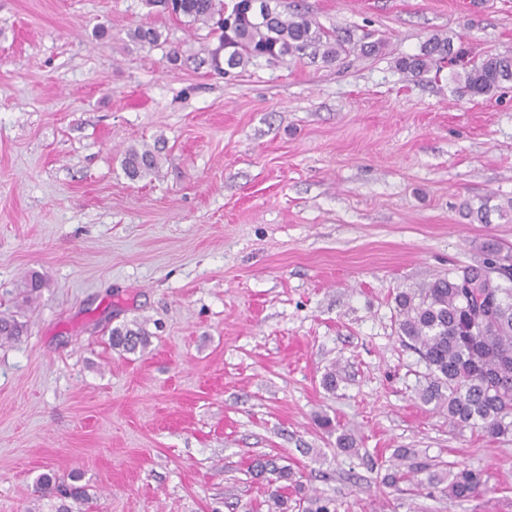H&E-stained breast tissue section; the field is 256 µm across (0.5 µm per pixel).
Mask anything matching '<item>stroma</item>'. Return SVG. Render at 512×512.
<instances>
[{"mask_svg":"<svg viewBox=\"0 0 512 512\" xmlns=\"http://www.w3.org/2000/svg\"><path fill=\"white\" fill-rule=\"evenodd\" d=\"M279 9L384 46L224 75L210 26L145 0H0V313L27 323L0 343V512H55L43 474L85 486L73 512H271L262 456L336 512H512V435L419 400L393 301L480 263L485 240L512 247V84L472 97L455 67L396 64L435 34L512 54V0ZM141 24L157 44L132 41ZM142 146L159 167L129 179ZM484 202L504 217L477 221ZM123 325L148 347L112 349ZM400 448L487 489L386 487ZM122 165L127 177L135 180L151 174L157 168L158 155L151 149L133 147L126 151ZM427 481L430 485L438 488L440 493L448 496L450 500H469L476 497L486 485V479L482 471L474 470L471 468H459L451 475L448 483L444 484L445 479L437 473H429Z\"/></svg>","mask_w":512,"mask_h":512,"instance_id":"1","label":"stroma"}]
</instances>
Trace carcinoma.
Segmentation results:
<instances>
[{"instance_id":"obj_1","label":"carcinoma","mask_w":512,"mask_h":512,"mask_svg":"<svg viewBox=\"0 0 512 512\" xmlns=\"http://www.w3.org/2000/svg\"><path fill=\"white\" fill-rule=\"evenodd\" d=\"M231 10L220 11L223 0H173L171 13L191 24L207 25L217 21L222 34L219 49L224 51V66L244 68L259 59H277L287 55L322 54L327 61L338 59L350 50L370 54L381 41L370 35L355 41L329 32L305 14L287 17L278 11V0H231ZM224 17L215 19L218 13ZM132 40L154 44L160 33L139 26ZM465 56L456 51L448 37L430 36L420 53L397 60L400 70L413 76L440 67L444 59L454 61ZM456 78L464 92L490 96L512 83V55L487 54L478 62L460 64ZM122 165L132 180L151 174L158 166V155L151 149L126 151ZM487 258L479 265L448 272L425 288L398 293L394 301L398 315V335L416 351L429 370L426 384L418 390L425 404L448 412V420L460 427L480 428L492 437L512 433V248L486 243ZM26 333V324L12 314H0V340L17 341ZM110 345L126 353L143 350L149 336L139 327L117 326L111 329ZM251 470L266 480L270 502L285 512L288 498L282 481L292 473L273 458L253 460ZM427 481L450 500H469L486 485L483 472L463 467L449 480L437 473ZM40 498H87L85 487L61 485L51 475L37 482Z\"/></svg>"}]
</instances>
